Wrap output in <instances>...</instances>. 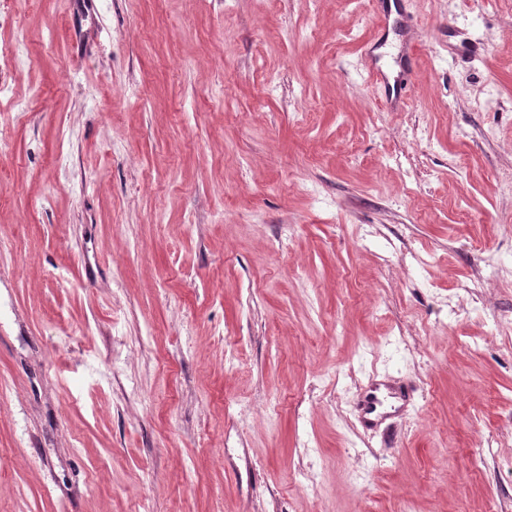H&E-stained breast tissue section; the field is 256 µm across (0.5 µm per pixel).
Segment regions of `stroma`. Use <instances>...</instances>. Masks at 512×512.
Masks as SVG:
<instances>
[{
	"mask_svg": "<svg viewBox=\"0 0 512 512\" xmlns=\"http://www.w3.org/2000/svg\"><path fill=\"white\" fill-rule=\"evenodd\" d=\"M394 3L0 0V512H512V0Z\"/></svg>",
	"mask_w": 512,
	"mask_h": 512,
	"instance_id": "35a3bbf8",
	"label": "stroma"
}]
</instances>
